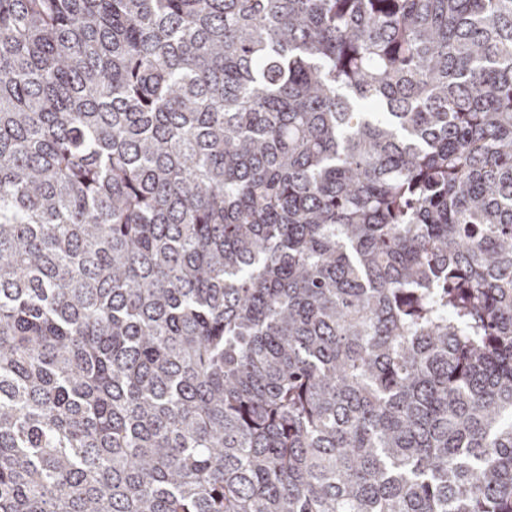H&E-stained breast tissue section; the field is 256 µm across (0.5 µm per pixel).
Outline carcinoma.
<instances>
[{
    "label": "carcinoma",
    "mask_w": 512,
    "mask_h": 512,
    "mask_svg": "<svg viewBox=\"0 0 512 512\" xmlns=\"http://www.w3.org/2000/svg\"><path fill=\"white\" fill-rule=\"evenodd\" d=\"M0 512H512V0H0Z\"/></svg>",
    "instance_id": "1"
}]
</instances>
